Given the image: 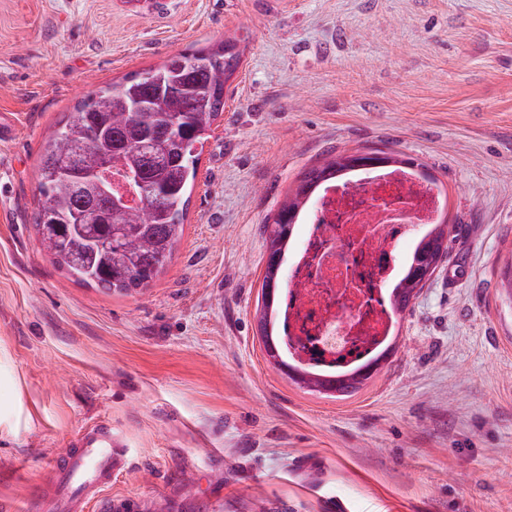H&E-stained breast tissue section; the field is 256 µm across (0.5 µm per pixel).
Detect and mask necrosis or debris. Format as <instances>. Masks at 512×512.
<instances>
[{"label": "necrosis or debris", "instance_id": "4bbe7bcc", "mask_svg": "<svg viewBox=\"0 0 512 512\" xmlns=\"http://www.w3.org/2000/svg\"><path fill=\"white\" fill-rule=\"evenodd\" d=\"M446 204L414 169L381 167L328 184L307 214L310 231L291 246L290 284L277 314L288 360L323 375L350 373L391 341L389 290L418 235Z\"/></svg>", "mask_w": 512, "mask_h": 512}]
</instances>
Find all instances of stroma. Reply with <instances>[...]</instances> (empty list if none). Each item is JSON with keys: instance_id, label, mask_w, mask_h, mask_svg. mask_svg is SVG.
<instances>
[{"instance_id": "obj_1", "label": "stroma", "mask_w": 512, "mask_h": 512, "mask_svg": "<svg viewBox=\"0 0 512 512\" xmlns=\"http://www.w3.org/2000/svg\"><path fill=\"white\" fill-rule=\"evenodd\" d=\"M239 39L184 234L144 290L66 275L33 222L49 133L92 91ZM0 512H48L98 420L142 512H512V0H0ZM424 165L448 255L355 396L298 388L254 319L265 226L343 149Z\"/></svg>"}]
</instances>
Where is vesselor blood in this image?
<instances>
[{"label": "vessel or blood", "instance_id": "b4317fda", "mask_svg": "<svg viewBox=\"0 0 512 512\" xmlns=\"http://www.w3.org/2000/svg\"><path fill=\"white\" fill-rule=\"evenodd\" d=\"M125 460L126 451L113 439L110 423L85 427L55 472L53 492L60 512H117L119 504L108 489Z\"/></svg>", "mask_w": 512, "mask_h": 512}]
</instances>
